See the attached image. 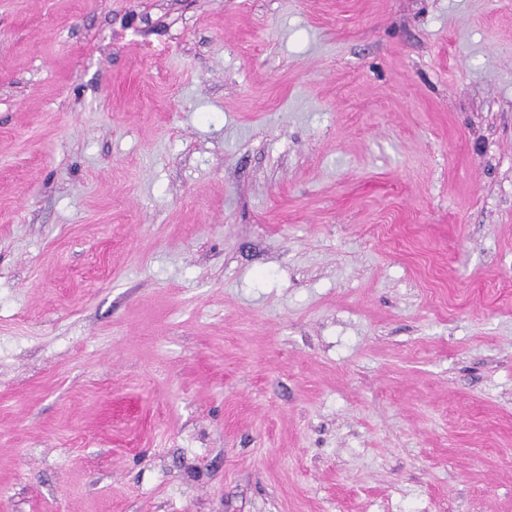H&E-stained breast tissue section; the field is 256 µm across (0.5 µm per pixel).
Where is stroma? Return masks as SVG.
<instances>
[{
  "label": "stroma",
  "instance_id": "35a3bbf8",
  "mask_svg": "<svg viewBox=\"0 0 512 512\" xmlns=\"http://www.w3.org/2000/svg\"><path fill=\"white\" fill-rule=\"evenodd\" d=\"M0 512H512V0H0Z\"/></svg>",
  "mask_w": 512,
  "mask_h": 512
}]
</instances>
